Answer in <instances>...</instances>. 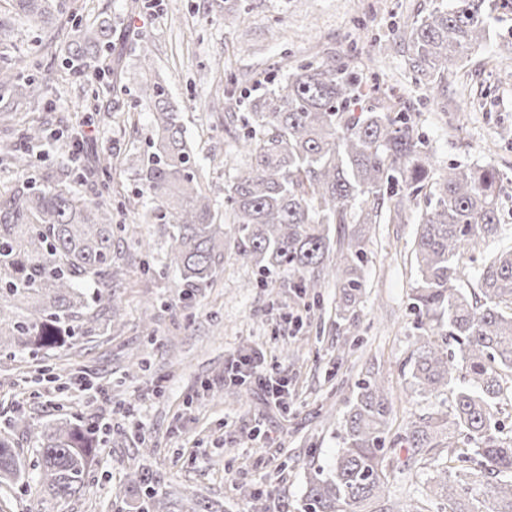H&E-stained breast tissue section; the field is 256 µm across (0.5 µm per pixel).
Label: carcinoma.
Segmentation results:
<instances>
[{
  "label": "carcinoma",
  "mask_w": 512,
  "mask_h": 512,
  "mask_svg": "<svg viewBox=\"0 0 512 512\" xmlns=\"http://www.w3.org/2000/svg\"><path fill=\"white\" fill-rule=\"evenodd\" d=\"M36 24H58L47 42L20 61L0 51V164L15 183L0 192V347L5 356H33L65 346L77 318L93 324L96 309L116 306L112 283L113 159L93 170L101 190L88 199L72 189L62 167L34 174L33 148L52 138L49 121H20L18 113L46 104L45 53L58 46L70 79L104 68L112 28L89 27L70 0H14ZM485 0H449L397 25L413 71L444 87L469 51L486 40ZM279 68L286 77L249 99L250 130L242 148L250 163L224 185V212L212 203L194 148L171 101L168 81L144 57L140 97L152 115L151 151L141 161V192L156 224L170 226L164 269L175 268L181 298L214 283L224 254L246 259L256 284L274 272L318 298L322 280L336 279V322L355 325L363 288V242L378 224H404L424 200L413 252L418 312L409 385L426 401L447 396L448 410L413 416L387 440L393 412L383 379L357 385L344 418L343 448L325 475L309 473L304 512H512V429L497 405L512 393V246L488 256L475 288H461L464 255L501 234L504 193L498 168L434 157L408 110L380 85L356 102V78L324 62ZM21 429L35 448L30 464L15 447ZM103 452L96 427L61 418L32 426L11 419L0 432V483L33 482L51 500L79 494ZM130 482L144 491L142 512H210L205 500L188 506L156 488L143 467Z\"/></svg>",
  "instance_id": "1"
}]
</instances>
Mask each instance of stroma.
<instances>
[{
	"instance_id": "stroma-1",
	"label": "stroma",
	"mask_w": 512,
	"mask_h": 512,
	"mask_svg": "<svg viewBox=\"0 0 512 512\" xmlns=\"http://www.w3.org/2000/svg\"><path fill=\"white\" fill-rule=\"evenodd\" d=\"M440 0H86L85 24L108 21L114 57L129 80L73 82L51 92L59 139L40 146L38 168L60 161L63 143L89 133L82 163L113 156L112 213L117 261L113 287L121 303L112 330L79 331L65 349L0 358V426L18 414L34 424L66 416L110 419L105 450L81 494L52 502L47 512H137L140 491L128 483L140 465L154 470L161 491L175 499H205L221 512H252L250 492H274L298 512L307 468L329 470L342 446V421L359 380L380 371L391 391L392 432L429 404L407 381L418 317L411 308L417 269L411 255L418 211L403 224L379 225L365 242L364 287L357 303L356 345L343 355L336 326L339 290L322 282L321 300L299 296L287 277L254 285L240 256L224 258L213 287L179 300V278L164 270V225L144 223L128 202L140 190L139 160L148 150L152 116L139 103L140 43L170 83L181 122L198 154L216 206L224 183L245 158L224 115L236 107L218 89L216 68L238 79L239 90L260 94L282 81L281 57L291 63L335 61L361 84L384 80L412 109L417 128L440 167L493 159L503 173V208L512 214V58L497 45L512 40V0H489V38L449 76L444 90L419 81L401 50L383 54L393 27L438 6ZM96 96L101 111L78 101ZM154 245L157 273L144 276L142 256L128 241ZM261 348L285 372L288 412L267 407L256 392L239 397L224 382L228 357ZM152 453L138 455L140 442Z\"/></svg>"
}]
</instances>
